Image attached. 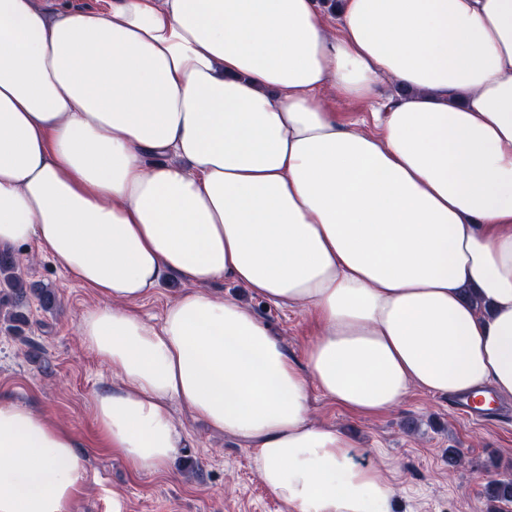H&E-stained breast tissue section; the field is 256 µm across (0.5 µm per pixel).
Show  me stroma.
Masks as SVG:
<instances>
[{
    "label": "stroma",
    "instance_id": "1",
    "mask_svg": "<svg viewBox=\"0 0 512 512\" xmlns=\"http://www.w3.org/2000/svg\"><path fill=\"white\" fill-rule=\"evenodd\" d=\"M400 93L384 79L376 102L350 101L326 89L323 101L339 122L368 131L376 104ZM23 277L54 288L60 308L44 311L30 301L20 335L0 330V397L45 413L73 433L88 457L74 512H288L271 497L243 444L211 431L190 408L175 406L184 446L169 468L137 474L105 446L91 408L103 384L122 379L86 350L77 331L81 312L98 301L37 245L17 249ZM216 298L233 296L248 304L280 336L289 355L301 357L311 340L308 319L295 308L278 307L230 283L212 285ZM501 423L466 421L447 397L412 389L394 410L358 417L319 393L310 398L312 420L353 434L364 449L356 460L389 473L396 486L393 512H512V501L491 507L486 479L512 480V399ZM462 457L449 466V452Z\"/></svg>",
    "mask_w": 512,
    "mask_h": 512
}]
</instances>
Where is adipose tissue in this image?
I'll return each mask as SVG.
<instances>
[{"mask_svg":"<svg viewBox=\"0 0 512 512\" xmlns=\"http://www.w3.org/2000/svg\"><path fill=\"white\" fill-rule=\"evenodd\" d=\"M386 77L374 132L323 104ZM31 244L105 299L78 330L123 379L93 412L132 471L182 448V404L290 512H392L310 393L512 397V0H0V247ZM166 275L189 289L155 326L134 305ZM219 282L310 315L301 360ZM87 465L0 398V512H71Z\"/></svg>","mask_w":512,"mask_h":512,"instance_id":"adipose-tissue-1","label":"adipose tissue"}]
</instances>
